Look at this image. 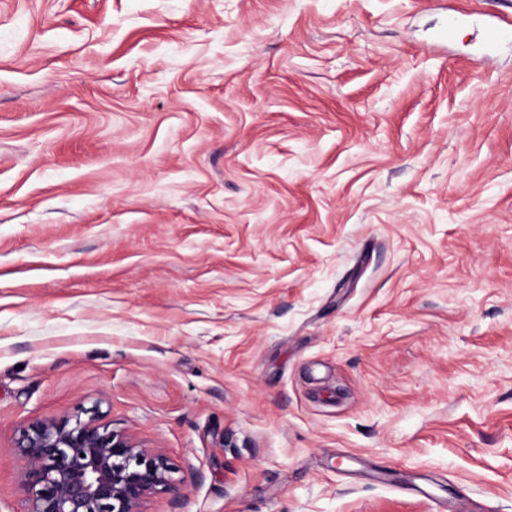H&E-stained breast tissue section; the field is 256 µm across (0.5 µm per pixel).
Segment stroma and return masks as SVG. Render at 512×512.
I'll list each match as a JSON object with an SVG mask.
<instances>
[{
    "mask_svg": "<svg viewBox=\"0 0 512 512\" xmlns=\"http://www.w3.org/2000/svg\"><path fill=\"white\" fill-rule=\"evenodd\" d=\"M483 9L0 0V512L19 424L84 408L170 459L146 512H512Z\"/></svg>",
    "mask_w": 512,
    "mask_h": 512,
    "instance_id": "stroma-1",
    "label": "stroma"
}]
</instances>
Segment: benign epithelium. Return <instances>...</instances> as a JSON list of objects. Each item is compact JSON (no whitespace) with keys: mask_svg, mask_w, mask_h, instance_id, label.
Wrapping results in <instances>:
<instances>
[{"mask_svg":"<svg viewBox=\"0 0 512 512\" xmlns=\"http://www.w3.org/2000/svg\"><path fill=\"white\" fill-rule=\"evenodd\" d=\"M85 414L84 420L43 417L17 427L25 512H144L157 495L179 501L167 456L109 428L98 412Z\"/></svg>","mask_w":512,"mask_h":512,"instance_id":"7a95c632","label":"benign epithelium"}]
</instances>
